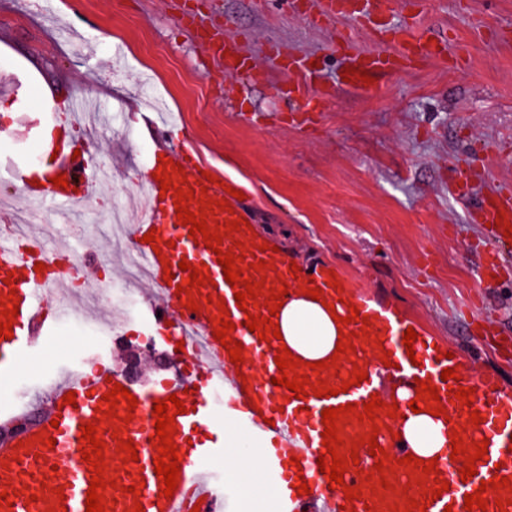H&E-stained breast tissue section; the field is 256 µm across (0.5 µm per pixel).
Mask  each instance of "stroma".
Returning <instances> with one entry per match:
<instances>
[{
	"instance_id": "stroma-1",
	"label": "stroma",
	"mask_w": 512,
	"mask_h": 512,
	"mask_svg": "<svg viewBox=\"0 0 512 512\" xmlns=\"http://www.w3.org/2000/svg\"><path fill=\"white\" fill-rule=\"evenodd\" d=\"M181 0H0V129L11 153L40 165L44 157L27 129L46 101L93 98L120 103L126 125L143 114L180 113L178 131L140 140L105 134L94 148L111 176L102 193H120L130 206L127 176L154 154L192 143L199 159L240 184L255 231L272 239L298 265L330 263L374 295L422 320L428 330L465 345L476 370H492L512 389V360L481 350L463 321L478 316L512 335V265L496 288H477L476 242L484 231L472 214L482 193L512 187V0H426L421 23L449 45L469 46L460 69L419 64L372 89L336 85L342 56L336 37L345 22L315 27L279 0H216L204 22L227 46L257 55L264 73L249 95L237 97L239 77L204 54L179 23ZM249 34L248 43L238 41ZM282 54L318 61L331 91L319 126L290 124L288 77L277 58L261 56L266 41ZM465 192L449 190L452 172ZM81 221L44 223L46 245L66 241L76 251V290L115 283L119 250L105 246L107 220L99 199L81 201ZM431 253L432 276L420 272ZM121 331L103 323L99 343L83 345L64 326L48 349L21 368L26 387L0 388V410L43 406L65 368L102 363L120 368L129 347L141 351L139 384L151 389L173 378L182 357L147 317H123Z\"/></svg>"
}]
</instances>
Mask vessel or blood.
Returning a JSON list of instances; mask_svg holds the SVG:
<instances>
[{
  "label": "vessel or blood",
  "instance_id": "vessel-or-blood-1",
  "mask_svg": "<svg viewBox=\"0 0 512 512\" xmlns=\"http://www.w3.org/2000/svg\"><path fill=\"white\" fill-rule=\"evenodd\" d=\"M362 11H352L347 0H323L319 12L309 14L314 26H321L332 19H345L364 24L368 15L388 8L387 0H366ZM410 9L403 24L387 32L378 40L377 49L369 53L350 52L351 36L341 32L336 47L343 53L344 66L368 70L370 76L382 79L413 64L439 59L441 50L417 25L419 13L417 0H408ZM181 24L195 33L207 54L224 59L227 71L244 74L251 80H260L263 73L252 56L230 55L223 39L202 26L198 6L191 5L180 14ZM285 70L289 75L288 94L299 104L295 117L299 123L317 122L321 117L320 96L323 89L316 83L313 73L303 70L296 60H288ZM82 107L79 101H69L65 110L53 112L41 125L37 134L42 153L54 155L51 175L34 179L28 168L15 169L13 178L20 184L22 193L32 202L43 205L53 215L60 216L71 205L94 198L99 183L93 163L76 156V144L86 141L81 132ZM184 171L185 189L205 191L207 198L225 202V209H213L207 215L208 228L236 219L240 230L229 232L222 239L221 250L240 256V264L251 281L263 282L265 288L279 289L286 285L297 289L307 285L320 288V300L333 305L337 315L343 317L344 335L350 336L352 353L341 354L337 367L321 370L320 380L328 381L339 390L338 395L300 399L288 396L287 388L274 384L279 370L275 362L280 340H259L245 324L246 314L240 310L234 297L235 289L226 282L223 267L218 264L216 252L196 244L189 226L180 224L174 205L173 193H161L151 170H144L138 181L145 190L146 205L136 224L131 225L127 236L136 248L144 267L148 285L150 314L160 315L167 323L171 335L183 340V352L190 370L186 377L159 382L151 389L128 384L126 377L109 366L94 370H74L63 374L53 385L49 399L37 416L25 426L9 428L0 436V491L14 489L12 505L0 512H49L50 508L66 505L67 512H86L87 490L92 474L83 462L81 427L98 423L99 438L108 449L104 459L108 464V477L119 480V487L104 490L107 501L113 502V512H132L135 504H143L145 512H224V487L211 469L214 459L223 456L224 422L233 420L251 438L263 447L265 473L268 481L279 489L281 512H312L317 501H324L329 512H387L395 505L397 491L421 498L423 489L433 488V481L425 485L410 482L412 469L403 465L402 459L411 451L410 445L399 438L398 432L405 417L411 416L409 406L416 398L418 381H429L436 387L449 421L443 426L445 442L437 453L438 479L448 481L450 488L441 497L428 503L427 512H465L466 495L481 490L482 482L500 475L512 479V390L507 389L501 376L492 371L473 373L462 356L453 355L452 344L432 335L401 309L379 303L354 281L340 278L338 286H331L330 267L323 264L292 272L291 259L286 252L264 249V236L244 225L242 205L236 197L218 184L204 179V169L190 149H180L176 156ZM65 175L67 188L60 189L51 183L52 175ZM504 214L512 223V190L496 188L481 196L473 220L486 226V235L492 243L483 251L475 268L479 288L489 289L495 284L494 275L503 263L500 249L511 243L501 228L495 227L497 214ZM156 232L158 246L143 240L144 234ZM76 257L70 246L53 250L43 247L29 248L19 242L11 226L0 227V300L16 294L19 314L12 326V337L0 335V385L13 382L20 367L32 352L40 349L45 336L51 335L58 322L67 314V305L47 304L37 295L41 288H62L71 281V267ZM193 267H204L210 283L193 289L199 309L190 311L182 299L177 298L178 285L188 278L180 262ZM44 263L43 272H36V263ZM262 264V271H255V264ZM173 272L172 281H165L166 272ZM227 308L235 329L231 336L243 346L242 363L230 360V353L214 337V324L220 308ZM368 317V324L351 320L352 310ZM414 329L418 338L414 352H407L403 342L406 329ZM474 335L501 356L512 355V336L503 333L491 323H476ZM389 354L390 365H383L382 354ZM367 371L368 378L361 384L342 389L345 378L352 369ZM454 369L457 377L442 380L443 369ZM403 389L404 397L398 398L397 417H389L387 410H380L377 441L395 459L397 466L389 474V489L373 494L364 489L360 498L346 501L344 488L329 489L325 474L320 473L317 458L325 453L322 433V412L353 403L364 405L372 395L381 394L383 383ZM127 385L138 404L129 408L127 401H120L117 418L101 420L98 413L102 397L111 391L113 384ZM472 388L473 404L456 403L454 394L459 386ZM224 393V410L216 412L210 399L215 391ZM77 395L75 404H63L68 392ZM179 395L185 406L184 413L175 417L174 441L181 456L180 477L173 498L160 494L161 480L154 472L157 450L153 436L156 432L153 404L170 395ZM478 410L482 423L472 424L471 410ZM131 415V422H124V415ZM460 433L466 444L486 442L487 452L477 461V473L471 480H462V460H451L453 433ZM55 438L54 447L43 445L44 437ZM133 440L138 453L137 461L122 462L116 452L119 440ZM359 463L355 470L344 473V487L359 485L362 476L371 474L376 463L369 446H361ZM298 458V465H291V458ZM437 479V480H438ZM304 481L310 488L308 494H298L296 481ZM141 485L140 495H133L129 488ZM62 488V495H55V488Z\"/></svg>",
  "mask_w": 512,
  "mask_h": 512
}]
</instances>
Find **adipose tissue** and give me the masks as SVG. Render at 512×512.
<instances>
[{"mask_svg": "<svg viewBox=\"0 0 512 512\" xmlns=\"http://www.w3.org/2000/svg\"><path fill=\"white\" fill-rule=\"evenodd\" d=\"M280 331L301 361L315 363L335 352L340 326L326 306L300 293L283 310ZM403 436L416 452L425 456L434 455L444 441L441 424L429 416L410 418ZM224 461L239 485L254 494L245 512H259L256 502L260 499L276 502L277 493L266 483L256 450L231 447Z\"/></svg>", "mask_w": 512, "mask_h": 512, "instance_id": "1", "label": "adipose tissue"}]
</instances>
